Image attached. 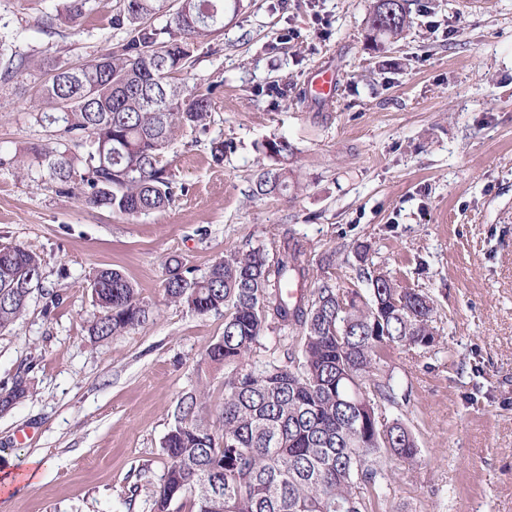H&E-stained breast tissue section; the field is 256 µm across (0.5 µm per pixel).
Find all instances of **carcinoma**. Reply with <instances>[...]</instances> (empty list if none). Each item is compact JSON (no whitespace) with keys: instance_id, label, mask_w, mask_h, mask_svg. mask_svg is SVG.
I'll return each mask as SVG.
<instances>
[{"instance_id":"1","label":"carcinoma","mask_w":512,"mask_h":512,"mask_svg":"<svg viewBox=\"0 0 512 512\" xmlns=\"http://www.w3.org/2000/svg\"><path fill=\"white\" fill-rule=\"evenodd\" d=\"M243 0H181L166 24L151 19L165 0H123L110 18L127 34L121 49L107 50L79 65L54 62L39 90V119L60 114L63 133L81 146L70 155L66 144L35 145L13 163L20 171L38 168L59 192L78 194L84 203L124 216L161 211L176 196L164 153L186 129L211 121L216 85L205 88L177 81L195 64L199 40L214 31L226 11ZM389 0H372L368 19L375 38L400 39L410 25L406 7L387 15ZM88 0H66L57 20L75 25ZM0 34V76L13 78L34 67L29 56L4 53ZM291 148L271 141L264 154L273 161L258 176L252 195L288 190L292 170L283 161ZM302 241L285 236L278 258L261 248L229 252L196 277L176 260L164 279L167 300L206 315L224 314V336L210 346L211 362L242 361L263 332L292 329L301 335L300 355L260 369H242L224 379V405L217 424L202 416L207 394L186 393L178 401L175 424L162 448L166 465L153 492L151 512H170L185 499L193 512H371L385 474L383 455L413 458L415 437L399 420H386L388 442L377 445L371 418L396 401L390 386L368 387L367 374L386 348H424L433 335V305L414 289L398 287L382 271L363 272L365 291H346L328 280L307 287L309 269ZM41 257L24 247H0V331L22 316L31 297L25 285L42 289ZM351 296L349 308L338 296ZM101 316L93 336L120 334L144 322L149 310L133 283L120 271L100 269L91 284ZM357 374L352 383L347 372ZM370 395V410L341 401L352 388ZM22 378L0 396L9 405L25 397Z\"/></svg>"}]
</instances>
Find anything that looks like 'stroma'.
I'll use <instances>...</instances> for the list:
<instances>
[{"label":"stroma","instance_id":"35a3bbf8","mask_svg":"<svg viewBox=\"0 0 512 512\" xmlns=\"http://www.w3.org/2000/svg\"><path fill=\"white\" fill-rule=\"evenodd\" d=\"M60 3L0 0L13 51L78 65L124 40L108 25L122 0H91L75 27L52 24ZM371 3L243 0L225 14L190 75L217 85L211 122L163 158L183 190L134 219L8 165L63 134L34 118L43 71L0 82V246L40 255L44 287L0 331V386L21 376L28 389L0 411V479L12 481L0 512H150L181 396L206 389L214 419L225 377L300 345L269 329L241 365L213 364L224 318L166 301V267L177 259L201 276L288 232L306 247L310 286L357 288L359 269L381 268L434 302L437 343L385 350L372 366L397 393L388 417L419 446L383 459L377 512H512V0H410L409 29L382 46ZM320 68L336 76L335 103L302 95ZM215 139L235 145L220 162ZM279 139L294 182L254 197L262 145ZM102 268L121 270L151 310L107 339L88 332ZM33 458L34 476L17 478Z\"/></svg>","mask_w":512,"mask_h":512}]
</instances>
